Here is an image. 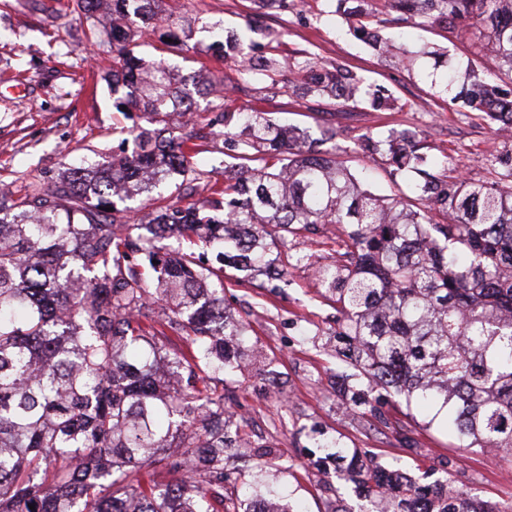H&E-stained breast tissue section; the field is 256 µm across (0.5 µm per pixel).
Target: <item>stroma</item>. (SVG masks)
Segmentation results:
<instances>
[{"label":"stroma","instance_id":"35a3bbf8","mask_svg":"<svg viewBox=\"0 0 512 512\" xmlns=\"http://www.w3.org/2000/svg\"><path fill=\"white\" fill-rule=\"evenodd\" d=\"M68 3L0 0V187L17 197L47 185L60 169L81 160L111 161L130 125L113 107L111 55L86 44V21ZM253 7L252 0H167L169 12L199 18L201 28L165 45L159 36L167 24L158 19L154 34L142 38L138 53L147 59L164 60L185 75L203 67L211 71L209 85L193 95L195 112L179 120L180 134L205 126L223 104L249 103L250 92H225V79L236 73L206 54L212 38L203 25L218 21L228 29L238 27ZM261 25L279 32L278 55L305 50L324 62L340 59L366 83L393 91L398 107L391 111L334 110L295 87L272 106L274 118L308 127L312 136L335 129L337 153L352 170L371 168L378 192L395 194L404 187L403 181L392 179L384 161H371L366 151L367 137L393 129L423 132L427 153L447 156V165L436 171L443 183L494 180L488 156L498 141L487 120L467 113L444 89L446 70H455L461 79L488 67L470 39L449 42L409 24L390 25L383 31L391 40L384 61L354 36L343 18L324 10L322 0H291L287 10H268ZM435 49L447 55V66H435ZM224 303L247 325L244 342L261 357L243 374L224 380V408L245 422L242 460L255 466L266 457L277 458L281 471L276 479L304 512H331L340 500L352 508L359 503L352 487H337L335 466L313 464L316 428L343 435L350 447L417 474L449 471L452 486L512 504L511 454L453 447L446 433L430 425L429 414L420 411L413 414L415 445L407 448L391 434L370 428L368 410L349 404L325 338L336 310L321 297L312 267L291 268L277 289L266 276L241 283L236 271H227Z\"/></svg>","mask_w":512,"mask_h":512}]
</instances>
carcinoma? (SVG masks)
<instances>
[{
    "instance_id": "1",
    "label": "carcinoma",
    "mask_w": 512,
    "mask_h": 512,
    "mask_svg": "<svg viewBox=\"0 0 512 512\" xmlns=\"http://www.w3.org/2000/svg\"><path fill=\"white\" fill-rule=\"evenodd\" d=\"M87 40L112 45V78L130 77L117 111L143 113L138 150L107 166L67 167L46 188L14 200L0 193V512H302L278 485L224 456L235 447L224 421V375L238 367L245 325L224 307V268L274 280L310 255L270 257L268 232L284 243L321 224L344 228V252L317 268L322 298L336 307L334 336L346 379L406 405L448 408L440 424L457 448L512 452V136L493 155L498 180L439 186L448 157L422 153L409 131L368 137L391 173H412L407 191L375 194L366 176L336 158V130L318 138L284 126L262 105L286 88L288 65L227 35L209 49L234 63L255 104L224 107V185L199 203L158 207L131 223L118 204L187 181L195 136L165 138L172 116L192 111L187 86L202 82L132 48L142 32L95 19L91 0H71ZM378 55L387 23L469 35L496 70L476 77L466 107L512 123V0H329ZM149 23L165 0H112ZM303 95L334 107L390 108L341 61L294 58ZM176 238L160 254L152 226ZM187 345H173V337ZM398 442L411 424L370 408ZM336 479L366 492L359 512H512L435 479L361 457L340 438L317 442ZM174 475L168 482L157 473ZM242 493L224 498V478ZM35 509H30V506Z\"/></svg>"
}]
</instances>
